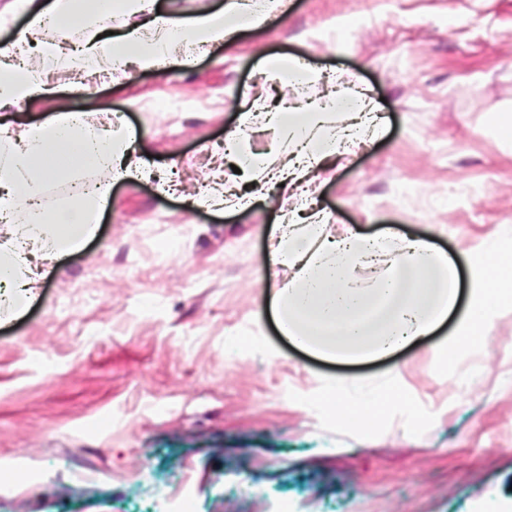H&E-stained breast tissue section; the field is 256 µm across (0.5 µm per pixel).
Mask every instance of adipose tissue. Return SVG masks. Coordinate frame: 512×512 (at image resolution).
I'll return each mask as SVG.
<instances>
[{
    "label": "adipose tissue",
    "instance_id": "adipose-tissue-1",
    "mask_svg": "<svg viewBox=\"0 0 512 512\" xmlns=\"http://www.w3.org/2000/svg\"><path fill=\"white\" fill-rule=\"evenodd\" d=\"M288 0H225L212 14L181 17L158 14L154 0H13L27 23L13 39L0 42V111L20 109L28 99L52 94L47 72L79 69L85 60H111L114 69L160 71L191 67L194 56H173L171 44L187 41L198 51L231 43L236 34L286 14ZM121 16L124 30L109 35L104 16ZM79 28L78 48L64 54L52 43L40 45L23 67L11 60L29 46L37 31ZM377 106L359 89L331 91L304 107L281 103L268 114L276 133L268 151L244 143L245 127L226 130L224 144L234 164L256 188L271 183H310L336 156L355 152L377 129ZM105 170L113 178L142 175L146 165L137 137L122 122L99 125L84 112H61L35 124L0 123V318L9 319L34 297L40 271L95 236L99 214L110 204L109 188L94 185L76 205H45L42 184L62 172ZM324 211L286 215L269 233L266 280L279 328L294 345L338 360L382 355L426 335L443 322L457 299V271L446 255L420 239L386 230L368 238L346 230L327 232ZM386 263L388 274L376 287H363L359 267ZM471 299L459 343L484 335L495 308L512 300V250L488 249L469 266ZM396 391L358 400L338 391L325 395L340 418L377 422Z\"/></svg>",
    "mask_w": 512,
    "mask_h": 512
}]
</instances>
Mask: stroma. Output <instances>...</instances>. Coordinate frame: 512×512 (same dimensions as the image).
I'll use <instances>...</instances> for the list:
<instances>
[{"mask_svg":"<svg viewBox=\"0 0 512 512\" xmlns=\"http://www.w3.org/2000/svg\"><path fill=\"white\" fill-rule=\"evenodd\" d=\"M275 55L317 79L266 80ZM86 82L88 96L52 76L26 120L117 114L173 191L78 176L112 185L96 236L0 323V512H163L182 485L191 512H512V303L449 362L463 300L408 346L332 361L279 333L262 278L269 231L300 196L360 234L428 240L463 273L486 245L512 247V144L497 134L512 0H288L191 68ZM336 86L382 99L384 123L331 178L223 212L182 199L222 176L244 98L301 105ZM78 177L46 183L43 201L72 203ZM385 388L399 397L369 426L324 404Z\"/></svg>","mask_w":512,"mask_h":512,"instance_id":"stroma-1","label":"stroma"}]
</instances>
